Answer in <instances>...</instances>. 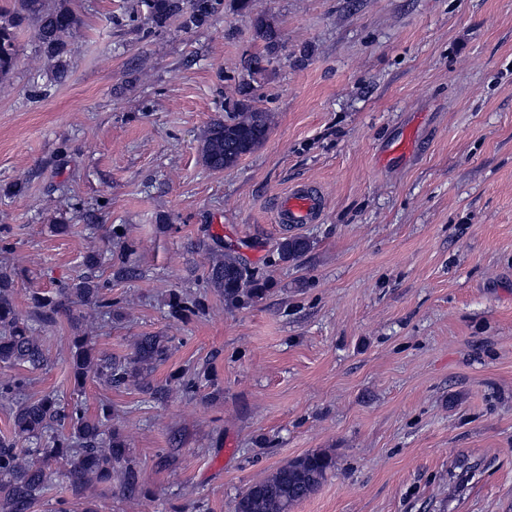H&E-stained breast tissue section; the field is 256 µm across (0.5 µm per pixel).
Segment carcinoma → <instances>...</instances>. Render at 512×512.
I'll return each mask as SVG.
<instances>
[{"instance_id":"carcinoma-1","label":"carcinoma","mask_w":512,"mask_h":512,"mask_svg":"<svg viewBox=\"0 0 512 512\" xmlns=\"http://www.w3.org/2000/svg\"><path fill=\"white\" fill-rule=\"evenodd\" d=\"M223 0H144L143 24L160 29L173 18L187 29L202 28L219 12ZM35 29L38 53L51 63L53 80L63 81L70 69L69 40L82 26L80 15L70 0H14L10 9H0V85L14 69L17 59V30ZM253 27L272 53L277 49V33L261 13L253 15ZM225 115L210 124L202 146L204 163L217 169L236 165L262 145L270 132L269 112L241 97L224 106ZM308 248L299 237L286 238L278 245L281 258L293 259ZM210 283L229 302L258 296L263 285L254 280L245 264L232 253L213 262L208 270ZM36 321L55 322L61 314L71 322L82 323L112 316V300L101 294L95 276L58 290L54 297H35ZM43 337L15 314L13 289L8 274L0 273V363L38 369L47 364ZM70 363L77 386L95 378L107 385L115 382H140L154 364L166 354L163 336H142L135 344L134 356L116 362L112 356L95 351L89 336L72 340ZM28 379L22 375L0 381V397L22 395ZM112 407L91 420L82 407L63 405L48 394L20 404L12 414V434L0 438V512H29L42 495L53 461L62 460L67 478L76 488L112 479L114 466L126 461V442L112 431ZM333 462L319 453L307 454L251 485L240 496L235 512H291L296 503L314 492L326 479Z\"/></svg>"}]
</instances>
